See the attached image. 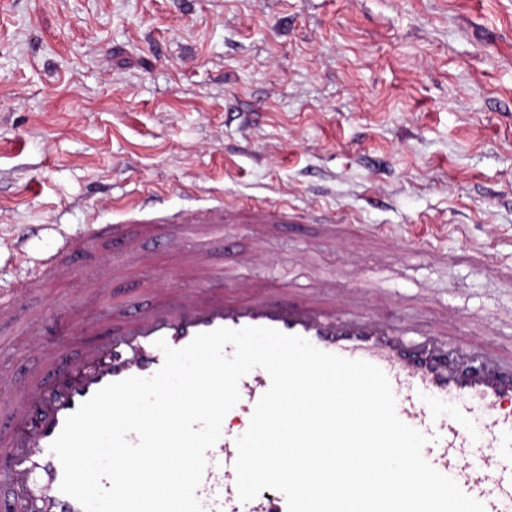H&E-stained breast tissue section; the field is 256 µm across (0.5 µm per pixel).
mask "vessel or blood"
<instances>
[{"instance_id": "obj_1", "label": "vessel or blood", "mask_w": 512, "mask_h": 512, "mask_svg": "<svg viewBox=\"0 0 512 512\" xmlns=\"http://www.w3.org/2000/svg\"><path fill=\"white\" fill-rule=\"evenodd\" d=\"M123 223L113 225L112 240L134 252L136 239L128 225L157 237L168 250H182L185 229L195 237L223 241L224 207L157 211L144 201L122 208ZM97 228L66 235L53 261L43 265L38 279H67L76 271L75 259L88 249ZM190 295H167L133 310L114 314L96 340L77 357L64 355L58 343L64 324L33 311L29 314L32 343L40 350L38 368L26 372L19 396L6 410L0 429V481H8L11 496L0 499V512H83L79 502L60 490L63 468L50 450L66 418L108 383L131 376L149 377L164 362L158 339L181 348L201 332L226 327H270L304 337L318 349L347 359L364 360L387 376L398 417L422 432L423 456L437 471L452 477L485 512H506L512 505V476L505 474L492 451L512 448V346L492 350L478 339L452 337L439 324L419 340L415 322H396L391 311H369L354 302L337 301L333 292L316 298L303 294L283 302L265 287H223V271L206 260ZM270 386L268 373L253 369L239 382L236 410L250 419L254 406ZM452 400L462 406L483 407L478 435H471L464 414L445 416L425 404V397ZM236 437L223 431L207 453V466L197 497L203 512H287L284 495L238 499L234 463Z\"/></svg>"}]
</instances>
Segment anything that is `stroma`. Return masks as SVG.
<instances>
[{"label":"stroma","instance_id":"35a3bbf8","mask_svg":"<svg viewBox=\"0 0 512 512\" xmlns=\"http://www.w3.org/2000/svg\"><path fill=\"white\" fill-rule=\"evenodd\" d=\"M146 188L173 209L289 204L286 224L225 222L206 252L225 284L386 268L399 316L506 343L512 0H0V291ZM318 212L335 240L299 219ZM195 264L151 237L95 243L0 323V405L39 364L29 309L71 315L74 356Z\"/></svg>","mask_w":512,"mask_h":512}]
</instances>
